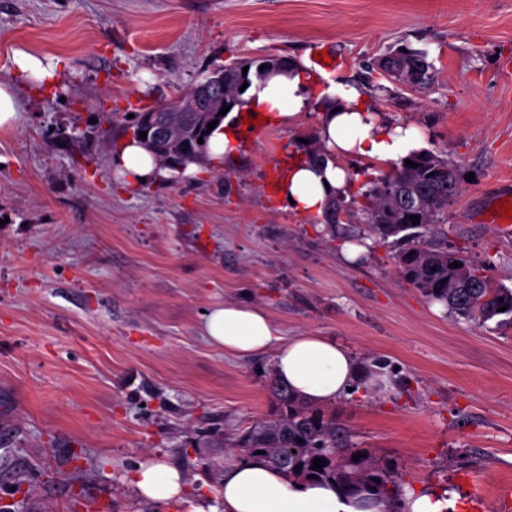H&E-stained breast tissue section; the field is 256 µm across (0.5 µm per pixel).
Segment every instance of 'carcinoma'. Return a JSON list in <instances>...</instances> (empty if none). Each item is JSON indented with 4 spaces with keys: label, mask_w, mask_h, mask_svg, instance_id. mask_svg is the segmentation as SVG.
<instances>
[{
    "label": "carcinoma",
    "mask_w": 512,
    "mask_h": 512,
    "mask_svg": "<svg viewBox=\"0 0 512 512\" xmlns=\"http://www.w3.org/2000/svg\"><path fill=\"white\" fill-rule=\"evenodd\" d=\"M258 64L257 59L242 60L227 73L224 99L233 101V107L243 104L240 88L251 82ZM430 68L424 54L405 48L396 52L385 73L398 82L424 85ZM167 120L174 137L193 140L204 136L202 153H207L210 131L198 125L195 113L175 109ZM410 160L418 167L403 161L392 172L370 181L359 208L369 235L392 242L397 247L399 274L429 300L444 303L451 314L479 324L502 314L512 316V288L488 275L493 260L478 264L463 248L448 246L443 216L459 193L458 168L428 151ZM404 188L419 201L418 207L402 199ZM414 215L420 217L416 225L411 221ZM455 261L461 267H452ZM504 305L508 309L499 311ZM270 391L273 413L248 431L224 438L225 452L243 459L258 457L292 477L334 482L351 495L368 493L389 502L392 512H400L401 477L391 462L358 448L334 412L310 406L275 378ZM358 453L362 457L353 460ZM316 458L325 459L320 471L312 469Z\"/></svg>",
    "instance_id": "1"
}]
</instances>
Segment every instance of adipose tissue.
<instances>
[{
    "mask_svg": "<svg viewBox=\"0 0 512 512\" xmlns=\"http://www.w3.org/2000/svg\"><path fill=\"white\" fill-rule=\"evenodd\" d=\"M321 69L291 62L288 69L264 80H253L243 112L229 113L208 142V158H234L241 148L244 113L259 114L268 124L293 126L310 101L321 105L318 136L325 146L321 160L299 159L279 182L282 198L292 199V211L320 222L333 198L345 195L351 174L346 157L397 164L420 152L425 132L412 124L392 125L366 107L360 92L343 82L323 84ZM61 79L54 59L16 52L13 76L0 80V131L10 130L23 110L18 88L24 83L55 84ZM114 167L124 180L141 184L166 177L155 155L138 139L122 142ZM202 333L225 353L239 357L271 355L276 377L313 404H329L349 389L379 394L392 388L378 365L362 364L345 346L324 336L284 337L269 315L258 308L229 303L208 311ZM182 472L162 462L139 464L133 486L144 501L166 504L182 498ZM223 512H388L385 501L348 496L335 484L294 479L261 459L240 460L227 455L220 479Z\"/></svg>",
    "mask_w": 512,
    "mask_h": 512,
    "instance_id": "adipose-tissue-1",
    "label": "adipose tissue"
}]
</instances>
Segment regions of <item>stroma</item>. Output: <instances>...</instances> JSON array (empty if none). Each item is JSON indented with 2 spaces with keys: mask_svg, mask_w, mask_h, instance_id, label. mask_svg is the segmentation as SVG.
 <instances>
[{
  "mask_svg": "<svg viewBox=\"0 0 512 512\" xmlns=\"http://www.w3.org/2000/svg\"><path fill=\"white\" fill-rule=\"evenodd\" d=\"M405 47L426 53L427 85L378 68ZM319 48L343 60L331 79L426 130L467 175L448 242L512 287V230L484 218L512 180V0H0V79L18 50L66 64L57 86L20 87L24 110L0 132V507L222 512L224 451L199 433L247 430L273 404L269 358L201 331L205 311L241 303L389 370L390 394L331 409L396 464L403 492L512 512V327L435 310L394 247L362 235L347 261L327 225L286 208L278 182L317 135V102L295 126L243 128L237 158L196 176L113 174L134 110L229 63ZM149 459L184 473L182 502L138 498L130 476Z\"/></svg>",
  "mask_w": 512,
  "mask_h": 512,
  "instance_id": "35a3bbf8",
  "label": "stroma"
}]
</instances>
